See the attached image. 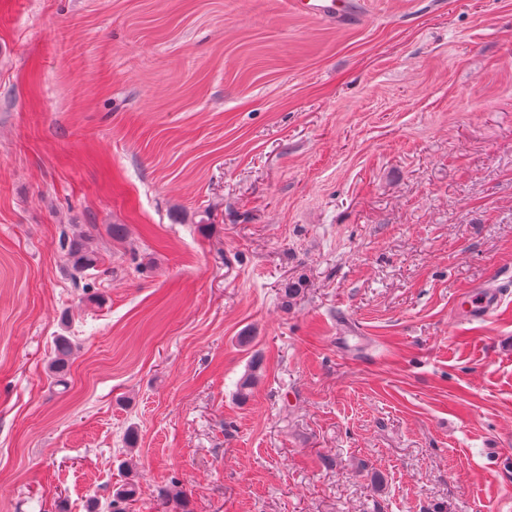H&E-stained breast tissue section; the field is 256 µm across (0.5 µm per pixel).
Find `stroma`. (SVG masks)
I'll return each instance as SVG.
<instances>
[{"label": "stroma", "instance_id": "obj_1", "mask_svg": "<svg viewBox=\"0 0 512 512\" xmlns=\"http://www.w3.org/2000/svg\"><path fill=\"white\" fill-rule=\"evenodd\" d=\"M355 2L0 0V512H512V0ZM349 0H291L290 9L298 14L327 22H342L352 18ZM61 248L66 252L73 271L81 274L94 270L99 264V249L90 233L72 235L63 234ZM465 316L471 321H485L489 319L501 306L502 298L497 288L481 286L469 289ZM73 353V343L68 336H56L53 343V356L50 360V373L57 386L67 387L70 357Z\"/></svg>", "mask_w": 512, "mask_h": 512}]
</instances>
